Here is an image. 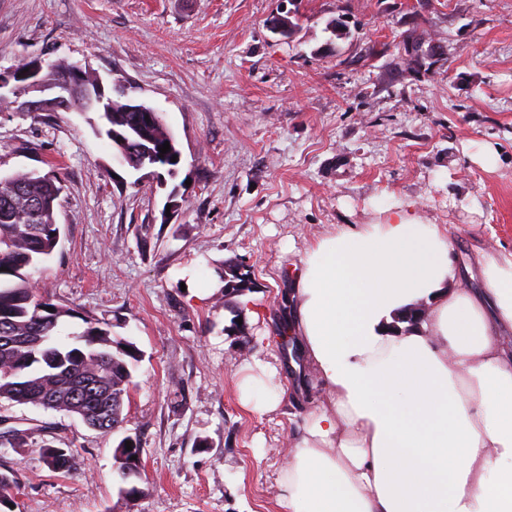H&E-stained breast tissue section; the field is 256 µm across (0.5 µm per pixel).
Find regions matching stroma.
Masks as SVG:
<instances>
[{
  "instance_id": "stroma-1",
  "label": "stroma",
  "mask_w": 512,
  "mask_h": 512,
  "mask_svg": "<svg viewBox=\"0 0 512 512\" xmlns=\"http://www.w3.org/2000/svg\"><path fill=\"white\" fill-rule=\"evenodd\" d=\"M284 7L298 17L287 39L267 27ZM22 58L134 86L181 160L136 172L97 113L0 103V176L64 184L58 244L31 272L77 312L56 343L77 346L91 319L142 353L120 434L0 401V428L29 434L0 446L21 483L0 512H278L275 477L308 404L249 412L235 372L277 362L286 391L321 398L276 329L304 249L400 201L447 227L461 259L512 251V0H0V70ZM229 258L264 311L245 352L214 272ZM123 435L143 448L134 499L114 470ZM46 444L72 449L70 474L48 470Z\"/></svg>"
}]
</instances>
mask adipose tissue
Masks as SVG:
<instances>
[{
    "label": "adipose tissue",
    "instance_id": "obj_1",
    "mask_svg": "<svg viewBox=\"0 0 512 512\" xmlns=\"http://www.w3.org/2000/svg\"><path fill=\"white\" fill-rule=\"evenodd\" d=\"M305 250L287 322L325 393L275 483L281 512H512V252L458 242L414 205ZM481 287H472L473 278ZM423 305L420 323L394 330ZM279 369L240 366L246 410L284 400Z\"/></svg>",
    "mask_w": 512,
    "mask_h": 512
}]
</instances>
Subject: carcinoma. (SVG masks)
Listing matches in <instances>:
<instances>
[{"mask_svg":"<svg viewBox=\"0 0 512 512\" xmlns=\"http://www.w3.org/2000/svg\"><path fill=\"white\" fill-rule=\"evenodd\" d=\"M99 119L98 132L112 140L131 168H137L144 148L153 149L154 165L171 171L177 166L172 157L180 156V151L164 120L142 125L138 113L127 111L121 99L112 100L110 110L100 113ZM166 142L170 151L162 155L158 147ZM63 188L61 177L55 174L46 177L19 171L0 177V336L26 339L24 345H0V400L76 416L101 434H113L126 419L121 402L132 384L138 348L112 338L108 324L89 320L79 334L84 347L56 346L60 321L78 312L38 295L27 272L57 245L55 233L60 228L55 212ZM220 276L226 297L239 296L254 286L249 271L235 259L222 262ZM49 307L53 311H47ZM140 448L136 437L127 435L118 441L113 458L122 481L141 477V466L134 460ZM43 456L54 474H67L74 468L68 448L47 444ZM19 490L20 482L11 471L0 472V504L9 503Z\"/></svg>","mask_w":512,"mask_h":512,"instance_id":"obj_1","label":"carcinoma"}]
</instances>
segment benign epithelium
Segmentation results:
<instances>
[{
  "instance_id": "7a95c632",
  "label": "benign epithelium",
  "mask_w": 512,
  "mask_h": 512,
  "mask_svg": "<svg viewBox=\"0 0 512 512\" xmlns=\"http://www.w3.org/2000/svg\"><path fill=\"white\" fill-rule=\"evenodd\" d=\"M46 71L43 63L26 61L6 74L0 72V90L10 88L20 112H68L74 100L80 112L100 111L102 82L89 79V68L74 64L52 80Z\"/></svg>"
}]
</instances>
